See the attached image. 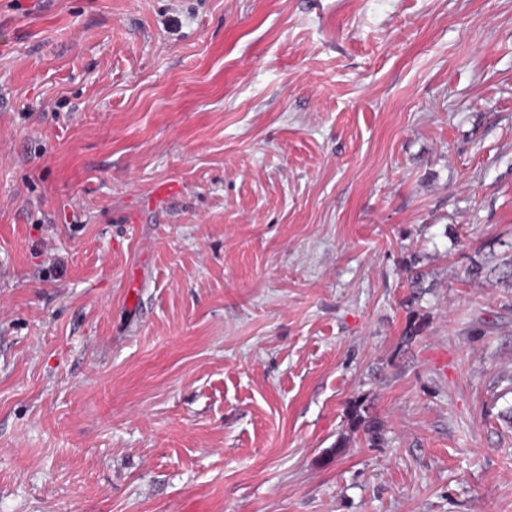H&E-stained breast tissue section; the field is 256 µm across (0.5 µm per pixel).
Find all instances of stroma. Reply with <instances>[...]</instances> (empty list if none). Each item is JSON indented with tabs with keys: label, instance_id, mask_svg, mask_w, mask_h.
<instances>
[{
	"label": "stroma",
	"instance_id": "1",
	"mask_svg": "<svg viewBox=\"0 0 512 512\" xmlns=\"http://www.w3.org/2000/svg\"><path fill=\"white\" fill-rule=\"evenodd\" d=\"M511 259L512 0H0V512H512ZM352 421L356 427H362L370 442L373 444L382 440L383 426L380 421L362 414L360 407L354 408Z\"/></svg>",
	"mask_w": 512,
	"mask_h": 512
}]
</instances>
